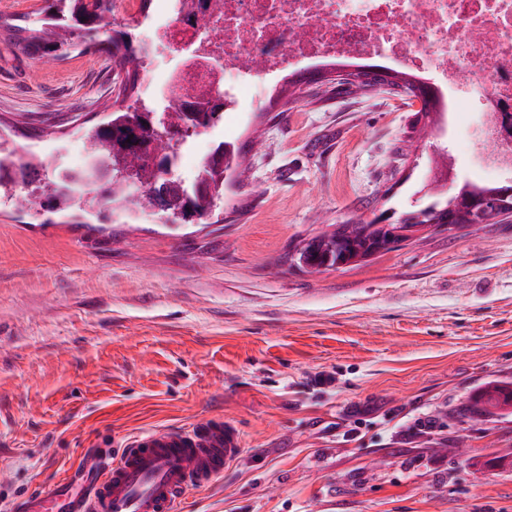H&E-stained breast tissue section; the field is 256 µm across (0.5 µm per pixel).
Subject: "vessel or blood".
Here are the masks:
<instances>
[{
	"instance_id": "b4317fda",
	"label": "vessel or blood",
	"mask_w": 512,
	"mask_h": 512,
	"mask_svg": "<svg viewBox=\"0 0 512 512\" xmlns=\"http://www.w3.org/2000/svg\"><path fill=\"white\" fill-rule=\"evenodd\" d=\"M243 437L229 422L162 427L136 435L111 464L88 458L86 467L103 473L92 494L60 498L36 495L24 512H171L194 485H207L241 452Z\"/></svg>"
}]
</instances>
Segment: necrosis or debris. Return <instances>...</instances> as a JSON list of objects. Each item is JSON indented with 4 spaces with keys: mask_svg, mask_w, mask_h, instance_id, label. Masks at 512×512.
<instances>
[{
    "mask_svg": "<svg viewBox=\"0 0 512 512\" xmlns=\"http://www.w3.org/2000/svg\"><path fill=\"white\" fill-rule=\"evenodd\" d=\"M140 63L164 113L182 90L241 111L267 79L365 62L424 80L454 116L472 163L493 183L512 171V0H156Z\"/></svg>",
    "mask_w": 512,
    "mask_h": 512,
    "instance_id": "4bbe7bcc",
    "label": "necrosis or debris"
}]
</instances>
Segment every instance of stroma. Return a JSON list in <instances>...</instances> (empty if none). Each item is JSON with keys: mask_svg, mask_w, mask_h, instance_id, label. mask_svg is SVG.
<instances>
[{"mask_svg": "<svg viewBox=\"0 0 512 512\" xmlns=\"http://www.w3.org/2000/svg\"><path fill=\"white\" fill-rule=\"evenodd\" d=\"M121 69L101 52L37 66L0 31V138L44 166L83 150ZM390 90L256 91L203 132L247 180L212 224L75 223L0 196V512L93 478L137 433L213 418L244 438L175 512H512V217L429 230L312 275L292 251L331 224L410 209L432 150ZM431 418L435 429H416Z\"/></svg>", "mask_w": 512, "mask_h": 512, "instance_id": "35a3bbf8", "label": "stroma"}]
</instances>
